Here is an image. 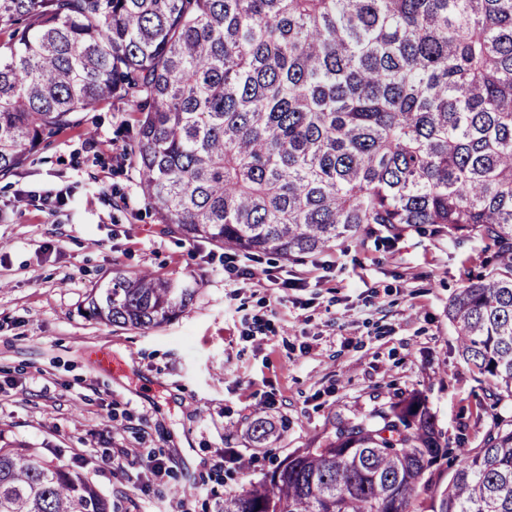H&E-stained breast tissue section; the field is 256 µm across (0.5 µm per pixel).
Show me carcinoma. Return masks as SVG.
<instances>
[{
    "instance_id": "obj_1",
    "label": "carcinoma",
    "mask_w": 512,
    "mask_h": 512,
    "mask_svg": "<svg viewBox=\"0 0 512 512\" xmlns=\"http://www.w3.org/2000/svg\"><path fill=\"white\" fill-rule=\"evenodd\" d=\"M0 178L76 113L132 98L162 232L298 261L426 227L494 260L448 300L458 351L512 402V0H0ZM195 289L120 270L90 317L158 327ZM418 410H413V407ZM450 441L412 391L224 499V512H512V420ZM274 432L258 418L261 444ZM0 512H112L88 476L0 445Z\"/></svg>"
}]
</instances>
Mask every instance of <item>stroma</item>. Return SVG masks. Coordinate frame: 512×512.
I'll use <instances>...</instances> for the list:
<instances>
[{
    "mask_svg": "<svg viewBox=\"0 0 512 512\" xmlns=\"http://www.w3.org/2000/svg\"><path fill=\"white\" fill-rule=\"evenodd\" d=\"M135 110L114 99L80 113L0 179V439L82 468L112 512H223L333 422L403 393H422L449 437L472 432L483 392L447 309L490 258L480 240L411 230L292 263L162 233L128 155ZM245 265L272 281L238 276ZM118 270L197 292L155 328L90 318L91 289ZM93 349L126 373L100 370ZM259 417L285 425L276 442L251 440ZM120 448L140 462L105 464ZM153 457L164 475L145 471Z\"/></svg>",
    "mask_w": 512,
    "mask_h": 512,
    "instance_id": "35a3bbf8",
    "label": "stroma"
}]
</instances>
